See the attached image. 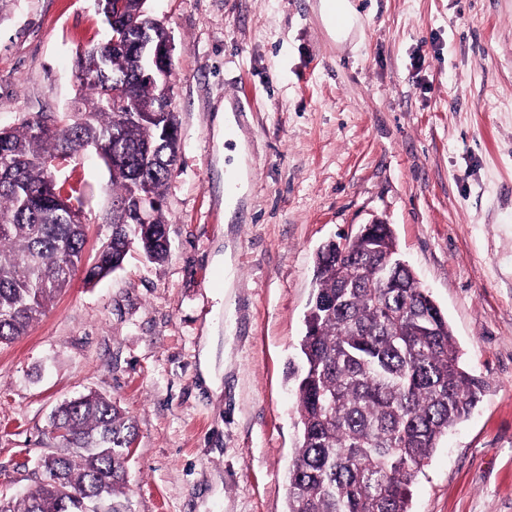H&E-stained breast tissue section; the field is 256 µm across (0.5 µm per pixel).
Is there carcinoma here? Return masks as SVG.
I'll list each match as a JSON object with an SVG mask.
<instances>
[{"label": "carcinoma", "mask_w": 512, "mask_h": 512, "mask_svg": "<svg viewBox=\"0 0 512 512\" xmlns=\"http://www.w3.org/2000/svg\"><path fill=\"white\" fill-rule=\"evenodd\" d=\"M104 39L84 55L104 59L94 76L76 61L75 112H38L0 130V344L27 334L82 263L85 196L53 181L84 148L108 168L112 208L89 281L121 267L133 248L168 258L163 188L179 151L166 96L143 77L135 47L150 23L141 0L104 14ZM153 198L148 221L138 212ZM391 225L376 224L341 251L329 243L315 263L304 362L295 376L299 440L288 512H410L412 484L448 431L479 402L484 382L462 362L452 329L429 291L398 263ZM52 427L58 452L42 456V479L6 512H130L126 465L138 428L112 400L90 393L63 407Z\"/></svg>", "instance_id": "cac0c4a2"}]
</instances>
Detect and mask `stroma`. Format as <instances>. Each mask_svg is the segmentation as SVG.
<instances>
[{
	"mask_svg": "<svg viewBox=\"0 0 512 512\" xmlns=\"http://www.w3.org/2000/svg\"><path fill=\"white\" fill-rule=\"evenodd\" d=\"M357 2L363 31L339 45L318 0H147L174 39L170 255L130 252L94 282L77 270L0 346V497L21 499L35 480L21 462L58 448L54 411L96 393L138 425L131 512H287V371L316 254L382 222L485 383L418 474L411 512H512V0ZM103 35L97 0H7L0 129L69 111L76 56ZM227 106L246 152L231 208ZM61 175L86 193L93 260L110 233L109 173L89 150ZM208 323L217 394L199 372Z\"/></svg>",
	"mask_w": 512,
	"mask_h": 512,
	"instance_id": "35a3bbf8",
	"label": "stroma"
}]
</instances>
